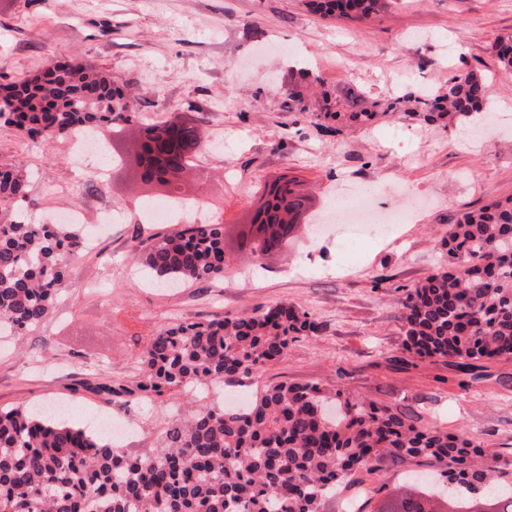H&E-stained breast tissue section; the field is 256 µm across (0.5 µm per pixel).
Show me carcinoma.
I'll return each instance as SVG.
<instances>
[{"mask_svg": "<svg viewBox=\"0 0 512 512\" xmlns=\"http://www.w3.org/2000/svg\"><path fill=\"white\" fill-rule=\"evenodd\" d=\"M331 16L368 20L389 0H312ZM497 66L512 72V35L492 45ZM54 111L31 98L29 112H0V122L46 145L76 133L106 132L130 114L112 75L71 61L49 70ZM481 73L453 75L428 109L429 124H461L483 109ZM321 116L369 126L383 113L362 103L353 112ZM29 171L0 167V331L18 335L40 325L68 288L65 259L84 248L66 224H32L19 209ZM288 224L262 239L260 251L288 247ZM447 264L413 287L395 288L405 330L404 350L453 366L469 388L485 379L486 364L512 360V195L448 215L442 238ZM156 285L176 288L224 278V225L183 224L137 245ZM310 313L288 303L251 315L172 324L134 357L132 384L96 379L80 386L130 405L190 385L249 378L285 360L291 343L317 335ZM430 466L416 486L384 483L373 512H512V469L488 464L480 444L406 416L336 386L273 383L248 405L193 407L175 418L159 447L131 454L100 429H84L46 410H0V512H323L336 488L359 475Z\"/></svg>", "mask_w": 512, "mask_h": 512, "instance_id": "1", "label": "carcinoma"}]
</instances>
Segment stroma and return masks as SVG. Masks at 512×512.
<instances>
[{"label": "stroma", "instance_id": "1", "mask_svg": "<svg viewBox=\"0 0 512 512\" xmlns=\"http://www.w3.org/2000/svg\"><path fill=\"white\" fill-rule=\"evenodd\" d=\"M512 33V0H391L379 18L355 21L316 12L310 0H0V85L26 80L53 61L110 72L139 126L178 118L200 128L186 190L209 220L233 232L269 182L292 180L304 223L337 208L347 177L406 218L388 240L347 256L332 240L301 235L261 257L246 284L225 279L180 288L152 286L134 258L142 240L171 225L144 220L135 176L90 182L94 157L76 162L72 142L44 145L0 123V164L32 175L24 207L37 215L82 209L92 245L67 260L69 288L23 339L0 338V409L66 405L71 422L104 417L130 424L126 451L157 447L193 397L176 392L130 408L80 388L89 370L134 382L132 358L174 321H205L281 302L308 310L317 336L291 344L261 377L226 384L246 397L264 384L343 387L380 406L410 412L512 460V360L489 363L464 389L435 358L402 363L405 335L389 291L414 286L444 261L450 213L512 195V74L492 45ZM477 69L495 97L481 132L418 118L373 127L337 125L325 112L355 100L386 111L415 91L433 96L449 74ZM113 211L120 220L105 224Z\"/></svg>", "mask_w": 512, "mask_h": 512}]
</instances>
